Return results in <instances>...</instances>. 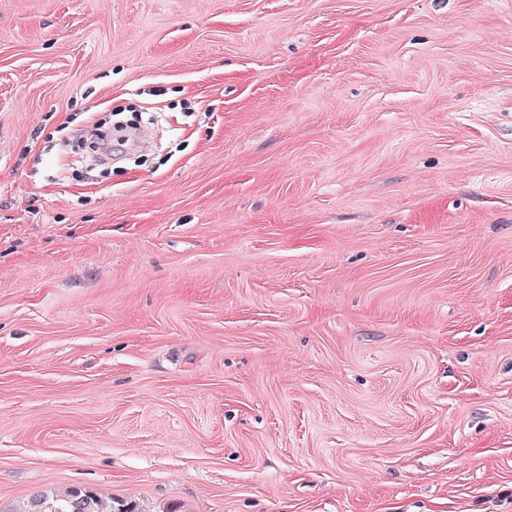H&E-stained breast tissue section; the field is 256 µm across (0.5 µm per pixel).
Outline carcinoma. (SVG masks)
<instances>
[{
    "label": "carcinoma",
    "mask_w": 512,
    "mask_h": 512,
    "mask_svg": "<svg viewBox=\"0 0 512 512\" xmlns=\"http://www.w3.org/2000/svg\"><path fill=\"white\" fill-rule=\"evenodd\" d=\"M14 512H139V509L113 497L71 488L63 493L43 490L24 500Z\"/></svg>",
    "instance_id": "obj_1"
}]
</instances>
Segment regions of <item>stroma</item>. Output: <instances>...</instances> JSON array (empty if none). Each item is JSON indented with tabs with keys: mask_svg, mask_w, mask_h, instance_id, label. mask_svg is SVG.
Returning <instances> with one entry per match:
<instances>
[{
	"mask_svg": "<svg viewBox=\"0 0 512 512\" xmlns=\"http://www.w3.org/2000/svg\"><path fill=\"white\" fill-rule=\"evenodd\" d=\"M69 487L512 512V0H0V512Z\"/></svg>",
	"mask_w": 512,
	"mask_h": 512,
	"instance_id": "1",
	"label": "stroma"
}]
</instances>
